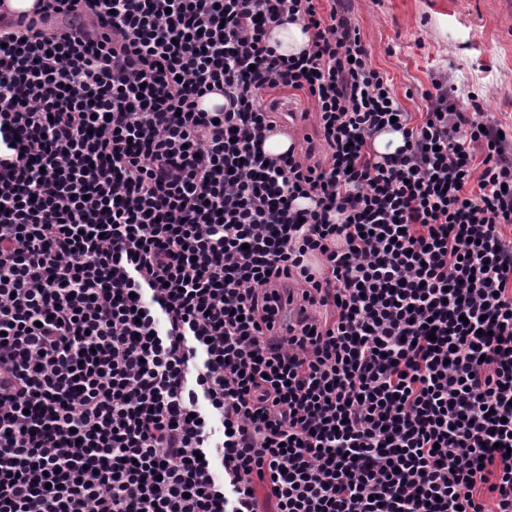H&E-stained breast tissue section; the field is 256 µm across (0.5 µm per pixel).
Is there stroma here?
I'll use <instances>...</instances> for the list:
<instances>
[{
  "label": "stroma",
  "instance_id": "obj_1",
  "mask_svg": "<svg viewBox=\"0 0 512 512\" xmlns=\"http://www.w3.org/2000/svg\"><path fill=\"white\" fill-rule=\"evenodd\" d=\"M348 7L372 66L414 119L427 110L423 94L433 79L444 78L461 111L483 114L512 138V0H350ZM473 92L478 101L470 100ZM285 99L300 112L297 139H308L315 160H324L302 93L272 89L260 103L281 120Z\"/></svg>",
  "mask_w": 512,
  "mask_h": 512
}]
</instances>
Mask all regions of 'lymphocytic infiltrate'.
<instances>
[{"label":"lymphocytic infiltrate","instance_id":"f902f5d3","mask_svg":"<svg viewBox=\"0 0 512 512\" xmlns=\"http://www.w3.org/2000/svg\"><path fill=\"white\" fill-rule=\"evenodd\" d=\"M319 2L0 0V512H512V141ZM311 42V33L304 31L300 20L274 26L270 32L269 45L282 57H293L303 53ZM283 99H288L289 101L291 100L294 102L297 105L298 111L302 112L299 115L300 126L297 134L287 129L288 132L294 135L297 140V146L300 144L304 149L308 146H312L315 151L313 161H325L326 154L321 138L318 134L315 114L314 112H307L309 104L307 98L301 92L291 91L288 89H269L268 93L262 95L260 98V103L267 110H273V112H276L277 120L285 127V112H293L294 107L291 103H284L283 109L285 112H281L279 103ZM304 137H308L309 140L306 141ZM291 147H294L291 137H289L286 132L278 128L267 133L262 146L263 151L273 158L283 155ZM371 149L379 156L392 155L403 148L404 140L400 132L382 131L375 134L370 142ZM297 318V310L292 306L281 307L272 317L270 329H265L268 336H285L288 333V326Z\"/></svg>","mask_w":512,"mask_h":512}]
</instances>
